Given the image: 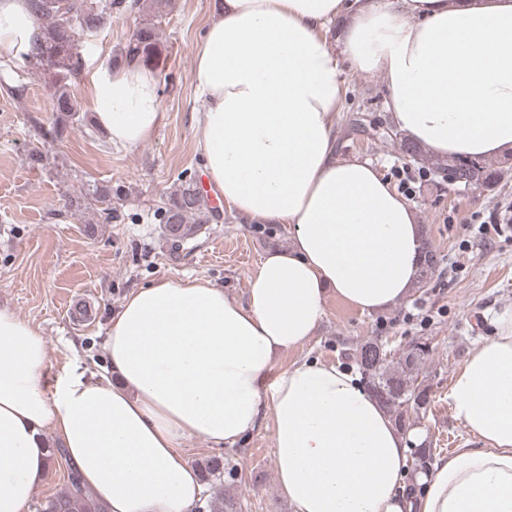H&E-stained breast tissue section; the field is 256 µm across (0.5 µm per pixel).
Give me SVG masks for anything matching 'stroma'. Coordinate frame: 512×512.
<instances>
[{
	"label": "stroma",
	"mask_w": 512,
	"mask_h": 512,
	"mask_svg": "<svg viewBox=\"0 0 512 512\" xmlns=\"http://www.w3.org/2000/svg\"><path fill=\"white\" fill-rule=\"evenodd\" d=\"M215 6L216 0H168L158 19L167 52L154 72L163 120L150 139L132 148L80 128L64 142L43 143L34 125L53 117L50 74L0 50V305L38 329L50 358L49 376L75 361L88 372H108L104 341L110 316L137 288L204 277L240 300L266 251L248 224L225 210L175 253L156 216L181 177L204 186L209 201L221 199L207 186L193 137L194 117L204 106L192 81L194 48ZM142 19L136 11L113 15L111 26L84 39V68L72 87L83 111L94 109L96 72L109 68ZM339 68L346 92L338 154L372 160L387 179L405 167L419 174L409 200L420 223L430 227L440 263L427 288L383 314H363L327 297L316 335L281 362L308 357L341 364L357 343L375 336L395 346L418 336L432 338L437 349L424 370L434 399L421 425L434 455H445L467 439L448 404L451 380L469 351L493 336L496 313L512 306V229L483 221L488 210L512 200V177L490 192L422 174L399 150L380 76L354 70L344 59ZM14 85L25 86L22 99L8 97L6 89ZM356 111L364 115L358 133L346 122ZM35 152L45 155L44 164L31 163ZM89 180L117 181L128 191L119 207L121 220L99 225L92 237L85 231L88 215L68 209L64 201ZM228 454L239 481L206 484V493L221 490L237 497L242 512H291L277 489L270 423L246 434Z\"/></svg>",
	"instance_id": "obj_1"
}]
</instances>
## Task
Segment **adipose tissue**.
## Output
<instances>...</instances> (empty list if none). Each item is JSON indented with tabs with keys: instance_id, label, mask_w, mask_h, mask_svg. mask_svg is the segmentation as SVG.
<instances>
[{
	"instance_id": "obj_1",
	"label": "adipose tissue",
	"mask_w": 512,
	"mask_h": 512,
	"mask_svg": "<svg viewBox=\"0 0 512 512\" xmlns=\"http://www.w3.org/2000/svg\"><path fill=\"white\" fill-rule=\"evenodd\" d=\"M37 35L29 0H0V49L33 57ZM342 57L380 73L393 124L427 155L512 152V0H219L194 54L195 147L228 208L290 243L264 254L241 300L203 277L131 293L108 324L106 376L48 378L39 331L0 307V512H26L50 433L106 512H190L201 485L182 440L230 447L265 422L293 512H512V307L449 386L471 443L417 472L420 429L397 428L357 376L280 363L315 335L327 296L376 314L417 288L414 206L371 161L336 154ZM94 86L112 143L153 135L149 70H103Z\"/></svg>"
}]
</instances>
